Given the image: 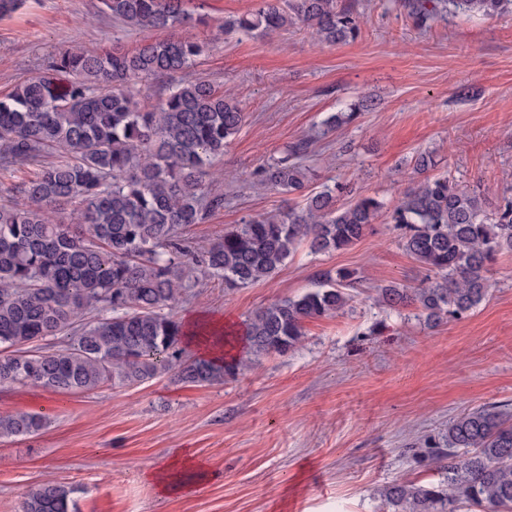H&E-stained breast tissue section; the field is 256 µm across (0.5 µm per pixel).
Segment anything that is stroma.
I'll list each match as a JSON object with an SVG mask.
<instances>
[{"label": "stroma", "instance_id": "35a3bbf8", "mask_svg": "<svg viewBox=\"0 0 512 512\" xmlns=\"http://www.w3.org/2000/svg\"><path fill=\"white\" fill-rule=\"evenodd\" d=\"M354 3L357 36L329 45L301 26L225 32L258 0H189L209 24L181 31L205 45L185 79H210L247 114L211 183L224 207L188 229L192 241L282 207L283 194L259 188L255 172L304 138L310 188L345 184L385 212L351 247L301 246L271 278L188 289L171 314L241 324L342 268L360 281L350 307L307 321L295 350L253 358L212 385L159 376L64 394L0 384V416L49 418L37 433L0 439V512H21L47 481L74 488L76 512H383L386 486L438 482L423 450L450 419L482 405L512 411V254L492 264L487 299L462 318L430 325L375 300L378 287L415 288L425 276L387 217L418 179L417 152H433L436 173L459 186L512 197V14L451 15L421 30L400 0ZM142 38L99 0H26L0 17V93L60 49L131 52ZM362 99L371 109L320 136L330 113ZM184 450L207 462L210 478L164 495L146 475Z\"/></svg>", "mask_w": 512, "mask_h": 512}]
</instances>
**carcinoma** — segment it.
Returning <instances> with one entry per match:
<instances>
[{
	"label": "carcinoma",
	"mask_w": 512,
	"mask_h": 512,
	"mask_svg": "<svg viewBox=\"0 0 512 512\" xmlns=\"http://www.w3.org/2000/svg\"><path fill=\"white\" fill-rule=\"evenodd\" d=\"M102 11L146 32L132 52L67 49L49 72L0 95V173L32 169L20 193L28 205L0 203V384L56 392L134 385L169 374L200 385L248 367L236 359H192L183 325L164 310L200 281L244 288L274 275L306 243L314 252L346 249L375 223L383 203L370 196L338 203L341 185L307 191L304 159L311 140L256 172L260 185L297 198L285 209L252 216L200 248L184 231L224 207L207 177L245 122L233 96L204 78L179 82L161 101L141 105L133 86L173 76L196 63L202 43L177 30L193 21L185 0H101ZM415 26L430 27L451 7L487 16L512 12V0H404ZM300 24L329 44L358 33L342 0H260L255 11L224 22L244 35ZM168 33L155 38L152 32ZM361 100L323 121L329 132L370 109ZM433 153H418L423 175L390 214L404 229L403 249L423 268L417 288L377 289L376 301L418 310L429 324L477 308L490 292V264L512 253V200L494 203L479 189L431 176ZM71 210L77 222L55 221ZM355 275L338 270L297 297L275 302L245 323L249 355L286 354L304 323L342 313L354 299ZM46 339L48 352L23 346ZM47 423L41 414L0 417V437L24 436ZM441 480L398 482L382 492L387 512H512V415L488 405L448 422L443 445L429 449ZM74 489L52 481L28 493L23 512H75Z\"/></svg>",
	"instance_id": "obj_1"
}]
</instances>
